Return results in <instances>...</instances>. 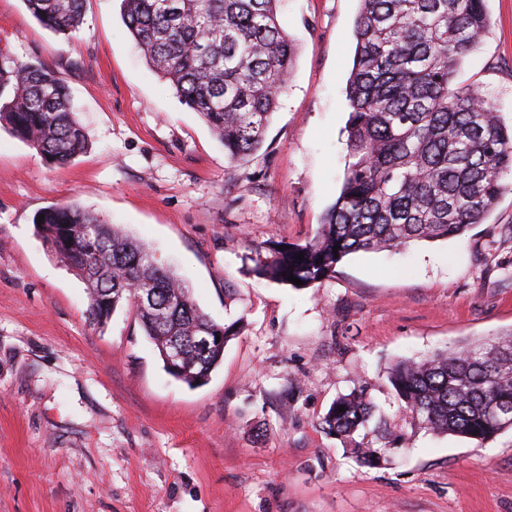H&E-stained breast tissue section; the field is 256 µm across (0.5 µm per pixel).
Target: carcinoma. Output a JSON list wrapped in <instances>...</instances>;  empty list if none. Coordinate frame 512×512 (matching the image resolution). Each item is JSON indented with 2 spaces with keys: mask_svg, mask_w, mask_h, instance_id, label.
<instances>
[{
  "mask_svg": "<svg viewBox=\"0 0 512 512\" xmlns=\"http://www.w3.org/2000/svg\"><path fill=\"white\" fill-rule=\"evenodd\" d=\"M23 2L57 34L70 36L83 24L85 0ZM280 2L121 0L125 25L148 65L200 114L230 163L262 146L293 69L297 48L279 24ZM359 2L345 89L351 162L312 240L265 266L283 283L292 274L307 285L352 253L460 237L512 191V129L492 106L476 103L474 88L454 83L489 27L486 0ZM0 127L51 166H66L89 148L65 77L3 49ZM43 214L37 234L85 284L89 321L99 325L127 303L159 352L179 344L182 356L171 376L189 385L206 381L223 360L230 328L205 314L188 288L118 225L76 203ZM133 287L148 289L153 300L137 303ZM216 335L224 340L198 347L197 337ZM390 383L404 411L426 428L481 446L512 428L500 413L512 407V333L421 362L400 361ZM373 415L366 395L350 394L336 399L322 424L350 437ZM352 454L375 467L386 449Z\"/></svg>",
  "mask_w": 512,
  "mask_h": 512,
  "instance_id": "carcinoma-1",
  "label": "carcinoma"
}]
</instances>
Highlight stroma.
I'll use <instances>...</instances> for the list:
<instances>
[{
    "label": "stroma",
    "instance_id": "stroma-1",
    "mask_svg": "<svg viewBox=\"0 0 512 512\" xmlns=\"http://www.w3.org/2000/svg\"><path fill=\"white\" fill-rule=\"evenodd\" d=\"M72 37L0 0V47L61 72L90 150L64 167L0 127V512H512V429L483 445L399 413L398 360L512 331V193L462 237L358 252L294 287L258 272L305 245L349 162L345 87L359 0H282L298 45L265 141L231 164L146 63L120 0ZM455 77L512 124V0ZM76 202L132 239L232 336L208 382L165 371L131 310L87 320L84 283L35 233ZM366 392L387 422L322 419ZM385 448L360 465L352 443ZM340 406H345V412H339ZM373 415L374 405L361 392L337 398L323 417L322 424L330 434L350 437L364 427Z\"/></svg>",
    "mask_w": 512,
    "mask_h": 512
}]
</instances>
